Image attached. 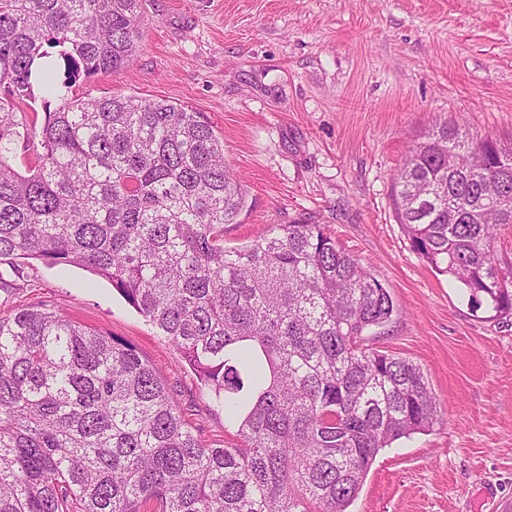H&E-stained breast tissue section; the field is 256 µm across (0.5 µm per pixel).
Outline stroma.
Returning a JSON list of instances; mask_svg holds the SVG:
<instances>
[{"mask_svg":"<svg viewBox=\"0 0 512 512\" xmlns=\"http://www.w3.org/2000/svg\"><path fill=\"white\" fill-rule=\"evenodd\" d=\"M127 67L69 94L203 113L247 192L224 244L318 224L369 266L396 312L370 347L426 373L441 421L383 449L348 512H512V312L468 300L412 248L392 180L434 121L512 142V0H143ZM46 303L158 366L210 444L233 441L178 349L84 269L0 263V315Z\"/></svg>","mask_w":512,"mask_h":512,"instance_id":"1","label":"stroma"}]
</instances>
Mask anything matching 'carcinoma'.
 I'll return each mask as SVG.
<instances>
[{
    "mask_svg": "<svg viewBox=\"0 0 512 512\" xmlns=\"http://www.w3.org/2000/svg\"><path fill=\"white\" fill-rule=\"evenodd\" d=\"M142 0H0V260L107 280L182 355L224 427L185 422L133 347L41 305L0 317V512H347L379 452L440 422L423 369L365 344L396 307L318 224H273L224 247L246 191L200 112L164 99L63 94L11 163L32 66L68 81L124 68ZM413 248L512 311V145L436 122L394 175Z\"/></svg>",
    "mask_w": 512,
    "mask_h": 512,
    "instance_id": "1",
    "label": "carcinoma"
}]
</instances>
